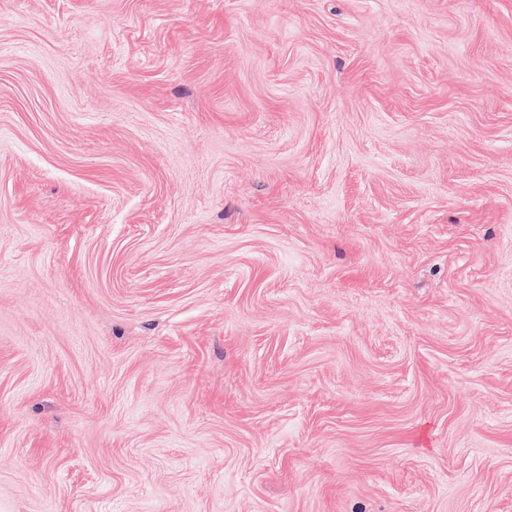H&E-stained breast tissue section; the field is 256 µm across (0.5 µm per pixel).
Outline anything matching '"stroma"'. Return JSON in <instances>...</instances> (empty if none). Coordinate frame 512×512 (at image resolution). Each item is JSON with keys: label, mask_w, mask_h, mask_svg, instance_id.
<instances>
[{"label": "stroma", "mask_w": 512, "mask_h": 512, "mask_svg": "<svg viewBox=\"0 0 512 512\" xmlns=\"http://www.w3.org/2000/svg\"><path fill=\"white\" fill-rule=\"evenodd\" d=\"M0 512H512V0H0Z\"/></svg>", "instance_id": "1"}]
</instances>
